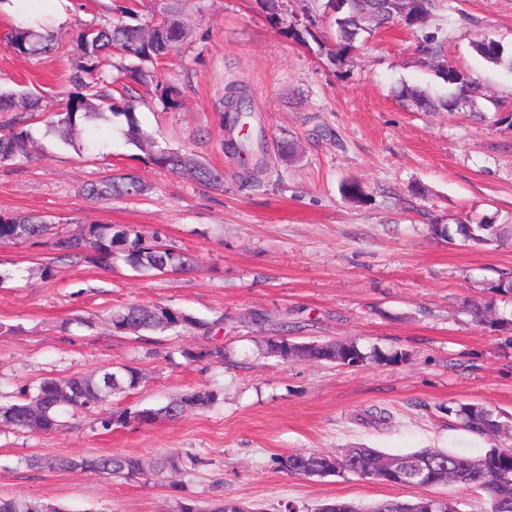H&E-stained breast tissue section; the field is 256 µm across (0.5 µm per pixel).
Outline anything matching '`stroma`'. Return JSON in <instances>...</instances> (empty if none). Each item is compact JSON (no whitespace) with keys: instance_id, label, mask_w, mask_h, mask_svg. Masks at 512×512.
<instances>
[{"instance_id":"stroma-1","label":"stroma","mask_w":512,"mask_h":512,"mask_svg":"<svg viewBox=\"0 0 512 512\" xmlns=\"http://www.w3.org/2000/svg\"><path fill=\"white\" fill-rule=\"evenodd\" d=\"M279 20L259 0H179L184 40L159 65L162 84L180 89L166 106L154 86L129 85L138 126L156 145L188 151L223 172L211 188L159 171L127 138L125 116L70 140L45 123L74 95L78 33L126 18L142 25L159 0H67L51 22L55 51L21 54L10 37L35 0L0 11V89L29 91L37 111L17 100L31 156L0 164V214L51 221L36 243L0 245V394L44 377L133 366L141 386L122 407L136 411L191 389L217 403L175 419L102 430L95 414L66 416L52 431L0 432V497L39 499L65 512H173L175 501L233 498L259 512H312L327 500L369 504L411 500L417 486H392L343 471L324 478L279 469L285 452L340 454L363 444L392 455L440 448L472 457L491 441L472 436L447 413L454 403L512 414V296L496 285L512 275V248L461 246L436 238L435 224L488 216L512 222V70L483 61L475 40L512 50V0H449L424 25L398 23L361 35L343 61L331 56L327 0H283ZM445 40L440 60L417 50L428 35ZM469 73L481 87L476 110L423 112L398 96L402 86L447 92L438 64ZM248 85L273 173L240 184L224 152L226 83ZM475 110V111H476ZM301 146L292 161L277 147ZM136 173L141 195L92 200L87 182ZM356 180L367 199H344ZM88 224L135 227L196 266L180 273L136 272L122 260L103 268L61 259L58 235ZM52 276H42V268ZM491 306L476 325L473 304ZM163 305L184 310L201 329L144 336L113 331V308ZM291 342L352 339L366 349L405 350L409 362L339 367L265 355L269 338ZM225 348L233 357L187 362L182 349ZM387 410L388 421L373 418ZM122 453L154 460L194 455L203 466L125 480L48 459ZM37 466H27V459Z\"/></svg>"}]
</instances>
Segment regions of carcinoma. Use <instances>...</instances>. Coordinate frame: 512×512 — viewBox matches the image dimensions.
Returning <instances> with one entry per match:
<instances>
[{
  "instance_id": "carcinoma-1",
  "label": "carcinoma",
  "mask_w": 512,
  "mask_h": 512,
  "mask_svg": "<svg viewBox=\"0 0 512 512\" xmlns=\"http://www.w3.org/2000/svg\"><path fill=\"white\" fill-rule=\"evenodd\" d=\"M439 7V0H425L424 9L394 12L387 0H353L341 9L334 10L332 32L336 38V59L343 60L354 48L358 37L370 34L394 21L409 27L419 26L431 17ZM45 22L36 20L27 27L14 30L10 46L20 53H38L50 47L49 40L37 34ZM185 31L180 21L170 16L169 10L161 17H152L148 27H129L121 21L110 25L90 27L77 39L81 59L76 64L75 81L93 84L96 88L94 104L85 96L71 97L62 111L53 113L47 121V131L60 133L84 121L97 122L105 114L117 113L130 105L120 104L112 94V87L124 81L148 83L154 79L156 68L168 57L175 44L182 41ZM444 43L435 35L427 36L418 45V51L430 58L442 54ZM475 52L493 65H506L512 70V53H507L497 41L483 39L474 43ZM117 52L130 65L115 67V72L103 78L98 75L104 55ZM440 77L453 92L448 96H432L422 90L404 86L398 97L408 99L423 112L452 111V103L459 98L468 101V108H476L479 86L465 72L452 66L442 68ZM254 117L252 95L247 87L231 84L224 95V128L232 135L224 141L225 153L238 160V178L244 186L254 185L267 173V145L262 130H253L248 119ZM32 139L26 130L15 131L11 124H0V163L28 156ZM153 164L164 171L190 177L202 185H224V174L187 153L157 149L151 154ZM146 190L145 184L134 174L109 176L84 185V193L93 199L108 200L138 195ZM343 196L352 202H361L365 192L361 184L350 180L342 184ZM49 225L38 216H0V244L33 242L45 235ZM432 234L451 244L512 246V224H497L492 219L473 222L466 218L454 224H433ZM55 250L60 257L75 263L85 261L99 267H109L112 260L123 256L133 270L183 272L193 265L192 258L164 247L158 241L148 242L142 233L128 225L90 224L81 237L60 236ZM112 327L120 332L165 333L179 328L202 329L207 324L190 314L161 305L128 304L112 310ZM265 353L282 359L298 358L326 362L338 366H363L369 363L387 364L409 361V353L402 350L382 351L376 347L365 351L355 340H329L325 342L291 343L281 338L266 342ZM103 371L96 376L73 374L64 379L44 377L28 390L17 396L0 401L3 408L13 413L11 429L52 430L61 423L60 412L64 407L75 412L97 411L110 399H121L136 390L141 382L140 373L125 366L117 373L112 384H107ZM218 400L213 391L192 390L162 405L148 406L131 413L126 409L98 411V422L105 430L114 425H126L131 421L148 425L158 419H174L188 410H204ZM448 415L467 432L481 437L510 442L508 446H494L479 457L454 454L438 448H424L404 455H389L376 448H349L340 457L308 452H293L277 458L281 470L304 477L334 475L342 470L357 476H367L387 485L417 484L424 487L456 486L483 491L487 497L485 512H512V415L495 412L479 404H458L448 407ZM92 472L104 471L117 478L130 479L145 472V462L124 454H96L59 459L62 469L73 463ZM201 463L195 456L180 458L169 455L154 462L159 470H191ZM403 501L387 499L363 507L351 502L335 500L321 505L316 512H401ZM0 512H61L47 502L26 498H1ZM174 512H240V502L223 499L206 508L194 498L181 497L176 501Z\"/></svg>"
}]
</instances>
